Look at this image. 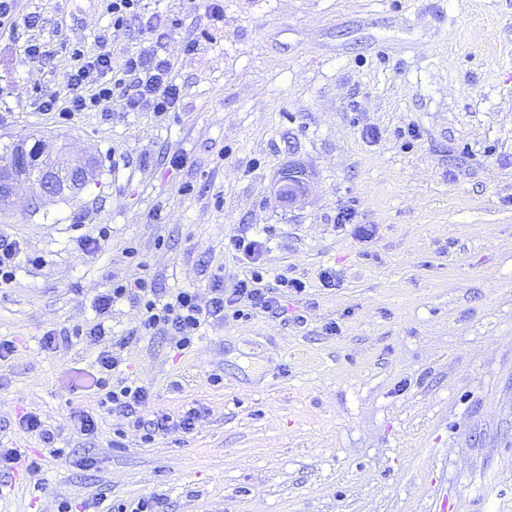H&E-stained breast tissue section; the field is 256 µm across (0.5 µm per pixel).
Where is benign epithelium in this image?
<instances>
[{
  "label": "benign epithelium",
  "instance_id": "obj_1",
  "mask_svg": "<svg viewBox=\"0 0 512 512\" xmlns=\"http://www.w3.org/2000/svg\"><path fill=\"white\" fill-rule=\"evenodd\" d=\"M35 164L42 169V177L31 189L29 173ZM93 165L94 158L91 156L62 165L46 151L41 141L30 145L28 140L19 139L13 143L7 158L0 161V201L12 200L27 190L36 200L53 198L66 190H78L85 184ZM307 188L304 171L292 168L281 177L278 192L281 198L289 199Z\"/></svg>",
  "mask_w": 512,
  "mask_h": 512
}]
</instances>
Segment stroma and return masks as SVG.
<instances>
[{"label": "stroma", "mask_w": 512, "mask_h": 512, "mask_svg": "<svg viewBox=\"0 0 512 512\" xmlns=\"http://www.w3.org/2000/svg\"><path fill=\"white\" fill-rule=\"evenodd\" d=\"M220 5L143 0L117 30L105 0H17L40 30L0 28V147L27 136L97 159L79 192L0 211V235L42 257L0 290V337L17 344L0 366V446L39 453L15 425L29 408L71 452L11 476L0 512L150 494L168 512H512V0ZM34 38L50 61L26 55ZM75 45L173 59L176 110L116 97L55 122L36 97L66 100ZM291 167L311 188L284 203ZM343 213L375 225L370 245ZM103 226L109 241L85 249ZM257 230L266 266L308 284L289 320L210 325L183 354L135 334L128 302L104 320L130 336L122 374L157 407H207L195 430L148 448L115 414L98 412L91 446L66 430L70 409L98 411L84 380L99 348L48 354L44 332L95 323L94 297L141 270L207 295L240 273L229 237ZM327 267L336 287L318 280Z\"/></svg>", "instance_id": "obj_1"}]
</instances>
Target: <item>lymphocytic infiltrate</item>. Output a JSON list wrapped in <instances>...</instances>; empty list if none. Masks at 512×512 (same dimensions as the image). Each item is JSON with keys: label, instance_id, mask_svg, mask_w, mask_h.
Segmentation results:
<instances>
[{"label": "lymphocytic infiltrate", "instance_id": "f902f5d3", "mask_svg": "<svg viewBox=\"0 0 512 512\" xmlns=\"http://www.w3.org/2000/svg\"><path fill=\"white\" fill-rule=\"evenodd\" d=\"M71 63L66 104L57 106L52 98L44 103L45 112L60 122L71 120L78 112L107 111L116 96L125 98L129 111L148 110L158 115L174 109L181 97L171 60L146 51L127 53L116 64L109 52L90 56L77 48L72 52ZM229 242L247 259L244 274L236 278L232 287H225L223 277H214L209 297L203 300L191 288L164 292L144 275L118 279L108 291L96 296L97 313L105 315L114 303L130 302L137 311L139 330L170 336L181 351L193 346L203 326L222 323L225 317L286 315L287 309L280 298L265 286L270 272L258 261L266 248L265 241L233 236ZM124 347V340L119 339L97 356L92 389L99 397L100 406L126 419L138 431L141 443L147 446L175 431L191 433L205 412L202 405L194 403L181 413L171 414L152 407L145 387L114 382L113 375L123 362Z\"/></svg>", "mask_w": 512, "mask_h": 512}]
</instances>
